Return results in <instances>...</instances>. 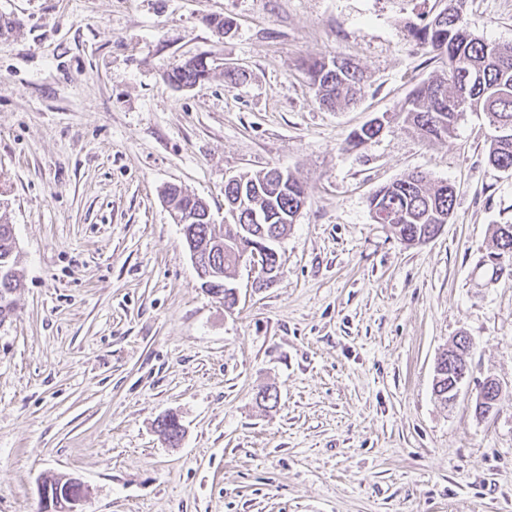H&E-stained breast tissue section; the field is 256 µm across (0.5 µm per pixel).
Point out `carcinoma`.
<instances>
[{"label": "carcinoma", "mask_w": 512, "mask_h": 512, "mask_svg": "<svg viewBox=\"0 0 512 512\" xmlns=\"http://www.w3.org/2000/svg\"><path fill=\"white\" fill-rule=\"evenodd\" d=\"M444 2L445 7L438 14L409 33L416 45L446 60L448 71L412 90L400 112L402 123L428 142L449 136L459 116L467 111L483 112L489 123L512 128V44L486 42L473 36L461 14L462 0ZM208 74L206 61L194 57L173 68L165 80L178 87H194L202 84ZM307 75L319 102L330 109L355 102L363 89V72L350 60L314 59L307 66ZM488 161L499 170L512 169V137L490 140ZM165 197L174 206L197 216L192 223L182 225L184 239H192L200 246L224 236V249H202L203 266L218 273L202 282V287L221 292L229 308L236 303L228 284L236 276L238 259L264 246L271 250L268 260L277 263L275 243L293 224L295 210L306 203L302 183L292 175L280 181L274 168L239 174L234 183L224 185V213H230L231 203L238 198L247 201L246 217H238L236 224L211 223L208 205L178 187H167ZM455 200L448 184H433L417 172L380 188L368 203L376 204L388 216L389 223L399 226V231L412 240L426 234L441 217L449 216ZM254 211L264 215L267 222L256 224L248 218ZM21 277V258L12 225L0 215V323L14 313L13 293L20 287ZM433 391L441 403L448 404L446 360L435 373ZM157 428L172 446L182 437V425L173 415L162 417Z\"/></svg>", "instance_id": "carcinoma-1"}]
</instances>
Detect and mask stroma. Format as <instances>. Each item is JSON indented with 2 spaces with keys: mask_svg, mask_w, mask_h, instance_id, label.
Wrapping results in <instances>:
<instances>
[{
  "mask_svg": "<svg viewBox=\"0 0 512 512\" xmlns=\"http://www.w3.org/2000/svg\"><path fill=\"white\" fill-rule=\"evenodd\" d=\"M442 0H0V202L23 278L0 324V512H38L44 476L78 478L84 512H512V171L487 116L427 142L398 114L445 60L407 29ZM470 32L512 44V0H464ZM235 23L218 35L209 18ZM201 56L208 80L165 75ZM364 73L331 110L314 58ZM246 70L244 83L224 68ZM385 127L361 147L352 132ZM271 167L307 203L280 269L238 301L203 288L162 198L224 221V185ZM421 171L454 185L434 239L408 245L368 198ZM471 341L454 402L440 353ZM499 381L498 412L476 400ZM274 407L260 406L264 389ZM184 433L164 442L157 421ZM455 349L443 350L437 360V366L435 370L433 391L435 396L441 403L448 405V375L453 380V388L458 387V384L465 377L466 367H460V364L455 361ZM446 355L443 366L440 367V360Z\"/></svg>",
  "mask_w": 512,
  "mask_h": 512,
  "instance_id": "35a3bbf8",
  "label": "stroma"
}]
</instances>
